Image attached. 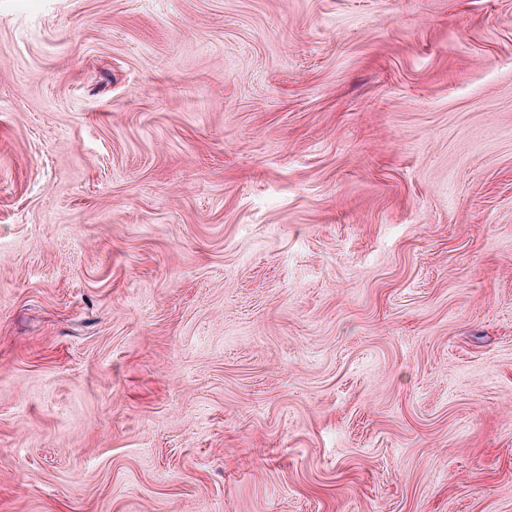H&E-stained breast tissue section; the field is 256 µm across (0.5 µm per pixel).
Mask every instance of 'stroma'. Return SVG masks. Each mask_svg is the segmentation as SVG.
<instances>
[{
	"label": "stroma",
	"mask_w": 512,
	"mask_h": 512,
	"mask_svg": "<svg viewBox=\"0 0 512 512\" xmlns=\"http://www.w3.org/2000/svg\"><path fill=\"white\" fill-rule=\"evenodd\" d=\"M0 512H512V0H0Z\"/></svg>",
	"instance_id": "1"
}]
</instances>
